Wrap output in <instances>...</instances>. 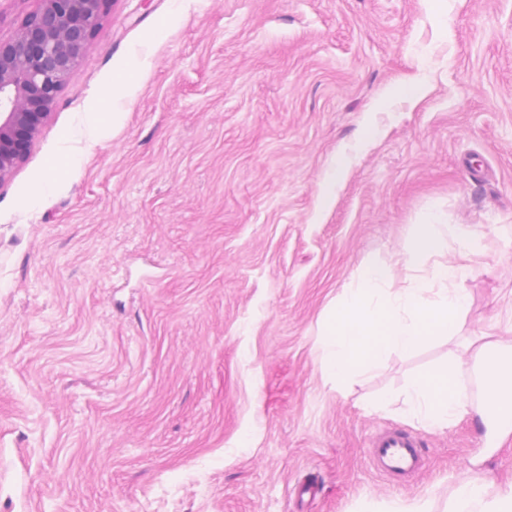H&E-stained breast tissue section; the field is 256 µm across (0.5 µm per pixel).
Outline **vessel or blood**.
Listing matches in <instances>:
<instances>
[{
    "label": "vessel or blood",
    "mask_w": 512,
    "mask_h": 512,
    "mask_svg": "<svg viewBox=\"0 0 512 512\" xmlns=\"http://www.w3.org/2000/svg\"><path fill=\"white\" fill-rule=\"evenodd\" d=\"M376 468L393 477L415 476L424 468L420 439L401 428L382 433L371 446Z\"/></svg>",
    "instance_id": "vessel-or-blood-1"
}]
</instances>
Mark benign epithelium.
<instances>
[{"label":"benign epithelium","mask_w":512,"mask_h":512,"mask_svg":"<svg viewBox=\"0 0 512 512\" xmlns=\"http://www.w3.org/2000/svg\"><path fill=\"white\" fill-rule=\"evenodd\" d=\"M39 3L12 39L0 41V188L26 157L109 0Z\"/></svg>","instance_id":"obj_1"}]
</instances>
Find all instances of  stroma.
<instances>
[{
	"instance_id": "1",
	"label": "stroma",
	"mask_w": 512,
	"mask_h": 512,
	"mask_svg": "<svg viewBox=\"0 0 512 512\" xmlns=\"http://www.w3.org/2000/svg\"><path fill=\"white\" fill-rule=\"evenodd\" d=\"M431 219L485 265L469 307L336 382L327 314ZM482 331L512 341V0H111L0 188V512H448L471 469L512 484V425L431 431L405 391ZM393 427L420 475L374 468ZM76 157L72 153H62L50 166V175L40 184L38 194L44 195L52 190L55 183L63 177L71 167L76 164Z\"/></svg>"
}]
</instances>
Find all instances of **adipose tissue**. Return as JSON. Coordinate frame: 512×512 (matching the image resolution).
I'll return each mask as SVG.
<instances>
[{"instance_id":"adipose-tissue-1","label":"adipose tissue","mask_w":512,"mask_h":512,"mask_svg":"<svg viewBox=\"0 0 512 512\" xmlns=\"http://www.w3.org/2000/svg\"><path fill=\"white\" fill-rule=\"evenodd\" d=\"M472 363L453 360L433 366L417 375L405 396L407 414L425 428L446 429L470 414L472 408L467 395L460 389V381L469 373L471 364L485 363L487 356H512V346L501 338L484 333L473 341ZM484 481L461 476L452 495L451 512H512V487L489 495Z\"/></svg>"}]
</instances>
